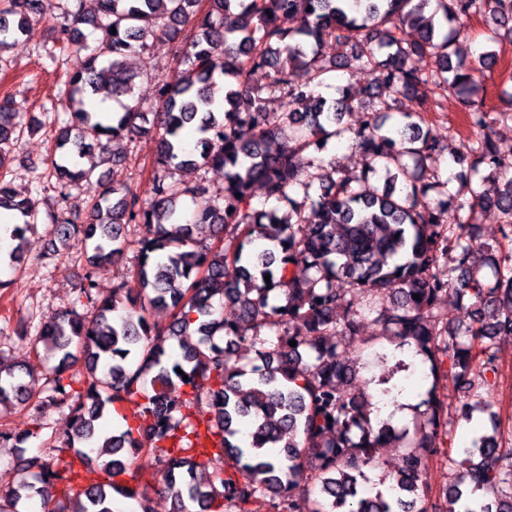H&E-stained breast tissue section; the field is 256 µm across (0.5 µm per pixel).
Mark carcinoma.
Wrapping results in <instances>:
<instances>
[{"label":"carcinoma","instance_id":"cac0c4a2","mask_svg":"<svg viewBox=\"0 0 512 512\" xmlns=\"http://www.w3.org/2000/svg\"><path fill=\"white\" fill-rule=\"evenodd\" d=\"M41 2L4 0L0 52L34 36ZM60 2L49 29L80 62L67 73L68 120L54 122L52 176L59 193L78 183L92 201L86 217L59 210L48 220L59 243L80 233L91 247L80 293L95 314L66 308L38 329L43 358L57 361L50 399L70 410L68 437L47 460L27 455L33 432L0 430V443L13 442L19 473L18 485L0 495V512H24L34 498L45 512H113L115 493L140 497L141 512H153L144 494L114 481L143 454L163 466L159 492L173 512H302L314 494L313 512H429L424 461L438 454L453 470L442 489L448 512H512V446L497 428L458 448L438 444L448 426L440 378L464 393L457 419L489 411L481 391L499 378L495 338L512 335V142L494 131L512 121V108L487 106L477 78L496 54L472 59L456 44L477 16L489 26L487 40L512 42V0H95L91 12L86 0ZM289 19L295 26L285 25ZM81 24L100 36L88 39ZM405 27L417 38H400ZM159 36L178 44V69L154 78L147 103L135 96L126 60ZM324 46L333 50L328 61ZM429 52L437 67L427 71L416 60ZM353 63L380 69V88L348 83L334 99L320 94L330 73ZM266 69L261 91L249 77ZM427 89L456 93L476 130L467 152L448 154L423 131L425 113L443 108ZM267 94L282 99L280 109L267 107ZM98 97L118 109L87 106ZM364 99L373 103L366 120L343 123ZM403 100L415 107L386 126L379 114ZM153 127L144 201L96 173L103 160L94 143L131 141ZM21 128L20 107L1 98L0 169ZM332 139L364 156L360 176L321 158L299 169L298 154L320 152ZM188 167L224 170L223 188L182 184L176 175ZM371 174L383 176V187L369 184ZM257 187L287 202L288 217L254 209ZM431 191L436 199L420 200ZM181 196L193 204L186 217L176 205ZM1 208L21 219L10 233L14 264L37 216L3 178ZM488 209L502 215L509 248L473 232ZM451 211L457 222L447 224ZM131 225L139 229L142 291L133 296L114 284L103 294L98 274L124 256ZM454 272L462 322L451 330L440 304ZM157 307L170 310L169 323L150 320ZM370 312L393 346L381 354L413 348L430 362L433 381L425 422L403 447L398 474L381 476L366 496L365 469L380 467L383 449L402 437L371 417L367 382L333 338L357 335ZM193 335L197 343L183 342ZM169 339L179 342L175 357ZM73 343L82 349V380L68 374ZM253 350L262 365L248 369L240 361ZM35 391L30 366L0 362V406L25 404ZM126 403L134 405L128 414ZM217 458L229 467L208 472ZM57 497L62 503L50 507Z\"/></svg>","mask_w":512,"mask_h":512}]
</instances>
